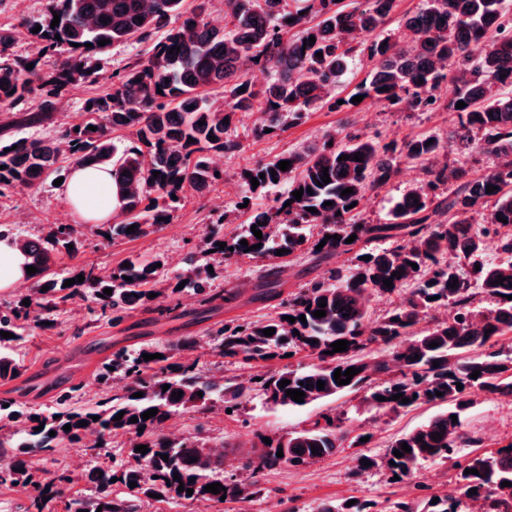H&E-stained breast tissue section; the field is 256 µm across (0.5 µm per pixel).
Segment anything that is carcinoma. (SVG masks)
I'll use <instances>...</instances> for the list:
<instances>
[{
  "mask_svg": "<svg viewBox=\"0 0 512 512\" xmlns=\"http://www.w3.org/2000/svg\"><path fill=\"white\" fill-rule=\"evenodd\" d=\"M185 0H46L36 16L22 18L13 28L0 29V110L10 111L31 99L40 101L41 111L27 116L37 124L55 108L67 88L83 82L102 80L94 60L113 45L131 40L145 41L165 30L153 43L146 58H138L112 73L109 92L86 101L88 123L69 128L58 138H21L0 145V195L17 187H38L59 170V157L67 153L75 166L112 167V181L121 198L115 221L97 226L101 238H138L147 228L169 224L173 205L186 193L204 195L224 181V170L212 154H232L241 143L229 131L237 113L258 109L262 122L254 127L257 137L274 132L285 123L298 124L306 114L324 105L330 109L360 106L352 98L330 102V90L348 70L355 57L365 55L375 62L370 79L355 87L354 95L386 105L394 112H429L440 107L456 113L457 121L448 140L462 156L482 155L493 165L478 174L465 165L436 167L434 159L444 148L439 134L411 137L397 145L382 142L380 135L348 132L340 137L326 133L312 144L291 150L269 162L247 169L245 182L259 180L257 190H278L274 204L250 211L242 231L226 238L206 235V260L198 263L194 254L182 259V271L170 277L168 263L158 257L138 258L130 266L102 270L82 265L66 274L52 271L60 255L75 257L82 232L76 224H50L40 236H28L0 225V237L15 238L27 255L28 265L37 268L30 276L33 288L26 297L30 305L17 301L0 306V378L16 371L12 352L24 340L30 322L43 325L67 305L94 303L102 315L120 321L138 304L157 297L170 298L177 287L193 291L201 302L227 301L234 294L210 290L211 281L224 270V263L247 257L278 260L277 250L311 252L318 261H328L354 251L360 243H378L408 238L393 247L362 249L352 266L331 268L328 277L292 294L280 303L281 311L263 320L229 321L210 333L213 350L222 358L249 365L270 361L289 353L306 352L317 363L305 369L274 370L250 378L249 385L232 380L221 384L201 374L193 363L173 361L172 347L146 346L119 349L99 370L108 382L124 381V394L94 407H77L73 395L62 393L54 410L23 413L10 398L0 399V420L19 424L10 434L0 435V482L31 486L35 505L53 500L61 486L71 482L62 473L48 483L35 479L31 458L51 451L63 442L84 443L96 434L97 443L107 445L112 435L129 436L127 464L96 466L88 474L94 485L90 497H72L66 512H140L149 494L162 499L221 502V495L237 500L250 497L248 488L224 480V457L207 450L191 438L170 439L160 433L164 422L176 411L204 409L213 395L224 409L237 410L240 399L255 389L267 401L281 406H307L315 401L367 388L363 404L370 411L398 414L421 404H448V409L428 423L401 434L386 449L381 460L368 458L371 466L383 463L399 478L408 477L426 460L451 462L455 471L454 493L428 498L424 508L397 502L394 512H464L467 501L512 499V441L500 449L467 456L457 451L479 443L467 430L463 414L474 405L479 393H512V358L498 347V338L512 332V4L508 0H428V7L403 18L406 40L374 36L393 12L395 0H225L231 21L218 29L206 16V0L191 10ZM60 15L53 27V14ZM143 21H138L137 17ZM41 26L37 33L32 32ZM24 33L36 47L33 57H14L16 34ZM60 39H55V36ZM315 37L311 46L304 41ZM107 41L100 46L98 42ZM180 50H172V47ZM58 54L50 70L42 60ZM323 53V57L316 53ZM33 68H27L28 64ZM260 67L271 74L270 81L255 88L248 71ZM452 80L454 98L444 104L437 91ZM245 91H240V88ZM465 107L456 108L458 102ZM228 123H223V120ZM203 125H198V122ZM96 127L92 131L88 126ZM117 129L131 131L133 139L124 145L110 138ZM420 166L424 178L402 194L386 224H366L359 218V203L369 190L391 183L397 172L395 153ZM362 161L354 160L355 154ZM288 160L289 169L278 163ZM331 182H321L323 168ZM276 175H271V171ZM160 172L154 177L153 172ZM265 178H259V174ZM278 182H273V178ZM497 190L487 192V186ZM301 199L292 192L300 188ZM347 188L348 196L341 195ZM332 205L326 206L324 202ZM316 212H310V209ZM485 212L483 222L475 215ZM503 217L506 222L497 220ZM136 225L133 232L127 228ZM262 232L254 236L251 227ZM356 239L348 243L351 235ZM331 239H325V236ZM339 240L332 239V236ZM324 247L316 249L322 240ZM248 246L261 244L255 250ZM497 242V257L484 259L487 242ZM226 244L219 249L217 243ZM370 260H364V257ZM418 268H412V264ZM480 269H475V265ZM214 273H209L208 267ZM400 272V277L392 273ZM83 275L85 280L66 287L64 282ZM132 278L128 282L124 277ZM504 278L503 284L496 283ZM393 279V287L383 280ZM48 290L41 291V288ZM112 289L107 295L104 289ZM406 293L401 305L372 318L374 296ZM326 299V316L316 318L319 302ZM452 307L445 318L430 312ZM306 322H301L300 316ZM292 316L290 322L286 317ZM273 328L267 337L262 330ZM349 341L348 349L329 354L331 344ZM438 343L431 348L429 344ZM386 349L382 359L372 356L373 347ZM161 354L153 360L143 355ZM438 366H433V362ZM360 370L350 383L334 380L336 370ZM477 378H471L474 371ZM382 373L386 378L376 382ZM286 379L290 384L279 387ZM325 382L320 390L317 381ZM463 388H457V384ZM168 389H163V386ZM305 393L303 403L286 395V390ZM181 391L180 399L172 398ZM203 392L198 396L197 392ZM440 395H435V392ZM141 392L143 397L133 394ZM410 399L403 403L396 394ZM385 400L380 401L378 397ZM156 408L145 420L141 414ZM123 413L121 420L114 417ZM457 422H452V416ZM98 420H93V417ZM137 422H130V418ZM86 421L88 425L78 426ZM71 425V430L63 429ZM40 431H35L38 426ZM143 431H138V428ZM55 435H49V432ZM440 434L435 441L432 436ZM344 435L336 419L315 421L307 429L267 445L256 457L247 458L244 468L257 476L280 464L299 467L332 454ZM407 444L411 452L398 458L395 450ZM145 445V454L135 447ZM283 457H277L278 451ZM317 454H312V451ZM168 456L163 460L161 455ZM475 468L479 474H467ZM180 480H174V474ZM117 482H112V478ZM137 483L132 488L129 482ZM224 490L204 491L212 483ZM128 489V495L113 494L114 484ZM184 491H178L179 486ZM476 489L471 495L469 490ZM193 490L187 495V490Z\"/></svg>",
  "mask_w": 512,
  "mask_h": 512,
  "instance_id": "1",
  "label": "carcinoma"
}]
</instances>
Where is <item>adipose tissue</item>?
Returning a JSON list of instances; mask_svg holds the SVG:
<instances>
[{
    "mask_svg": "<svg viewBox=\"0 0 512 512\" xmlns=\"http://www.w3.org/2000/svg\"><path fill=\"white\" fill-rule=\"evenodd\" d=\"M76 221L108 224L116 212L110 168L86 165L73 169L62 186ZM28 259L11 237L0 238V290L26 283Z\"/></svg>",
    "mask_w": 512,
    "mask_h": 512,
    "instance_id": "1",
    "label": "adipose tissue"
}]
</instances>
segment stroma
<instances>
[{"mask_svg":"<svg viewBox=\"0 0 512 512\" xmlns=\"http://www.w3.org/2000/svg\"><path fill=\"white\" fill-rule=\"evenodd\" d=\"M106 83H79L61 97L56 108L39 125L24 122L25 112L35 111V104H26L24 111L0 121V145L22 137L45 132L53 134L88 122L84 109L87 99L108 92ZM254 115L241 117L236 132L241 148L232 155H216V163L224 171V181L207 196H191L181 201L170 224L150 229L136 239L102 241L85 226L84 246L76 257L59 256L55 269L65 272L79 264H93L111 270L124 262L141 257L159 256L175 263L187 253L204 249L208 224L220 212L233 209L236 202L248 200L251 207L273 205L274 193H251L241 173L259 163L271 161L295 146L320 139L324 134L344 128L366 133H379L383 141H403L424 133L445 134L454 116L438 109L409 114L394 112L381 104L364 102L356 110L322 108L309 113L305 121L284 130L253 137ZM418 166L402 159L392 182L377 191H368L359 208L363 220L383 224L389 219L395 200L406 189L421 180ZM72 223L71 209L59 187L45 183L37 188H19L0 198V225L8 224L30 233H40L56 220ZM352 254L334 258L332 264L316 263L309 255L297 253L278 260L277 278L283 296H290L312 283L322 280L330 265L347 266ZM258 261L242 258L225 264L215 280L218 289H231L237 296L228 303L206 310L198 295L182 293L166 299V311H158L156 303L126 313L119 323H111L99 312L87 309L64 310L54 316L53 328L31 327L16 357L21 363L14 376L0 379V398L14 399L26 409H52L57 395L73 392L79 405L96 406L106 397L120 393V382H99L94 370L102 355L127 348L137 349L145 343L178 344L185 337L198 341L195 348L179 351L176 361L196 363L205 375H212L218 358L207 345L209 328L233 319L255 320L278 312L275 300L254 299L255 272ZM363 392L344 393L297 408L275 405L259 392H249L239 409L225 413L222 403H212L203 411L179 412L164 424L166 436L198 438L209 446H219L224 454V477L230 482L245 481L242 465L248 452L263 448L265 440L277 441L309 427L317 418L329 415L341 422L344 435L336 453L296 468L280 465L265 471L247 502L226 500L221 503L204 500H177L144 504V512H318L322 502L355 500L369 504L371 512H391L396 502H421L431 494L452 493L454 485L449 464L427 461L410 477L394 479L388 469L373 468L356 472L359 456L381 458L391 441L429 421L440 412V405H422L400 414L367 411L362 403ZM468 430L482 440V451H494L512 440V406L499 395L479 394L475 404L466 411ZM128 439L113 438L109 447L94 451L88 448H57L34 457L39 478L59 472L71 476L69 495L86 496L93 486L87 475L102 462L122 463L127 458Z\"/></svg>","mask_w":512,"mask_h":512,"instance_id":"35a3bbf8","label":"stroma"}]
</instances>
